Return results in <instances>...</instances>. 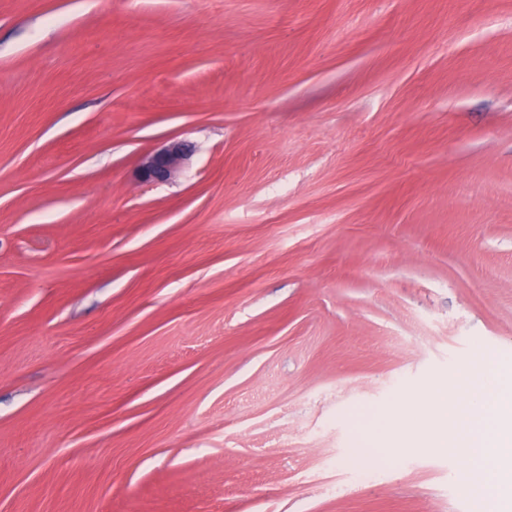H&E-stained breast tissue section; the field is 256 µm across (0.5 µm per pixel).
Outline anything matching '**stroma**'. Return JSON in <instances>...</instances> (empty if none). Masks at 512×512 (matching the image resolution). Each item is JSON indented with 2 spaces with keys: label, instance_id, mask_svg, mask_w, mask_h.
I'll use <instances>...</instances> for the list:
<instances>
[{
  "label": "stroma",
  "instance_id": "stroma-1",
  "mask_svg": "<svg viewBox=\"0 0 512 512\" xmlns=\"http://www.w3.org/2000/svg\"><path fill=\"white\" fill-rule=\"evenodd\" d=\"M486 357L512 0H0V512H469L408 403ZM191 152L185 141H174L155 153L147 155L140 165L144 183L168 181ZM373 420H377L380 427V433L376 437H370L366 432H356L353 438V448L350 454L358 460L354 465L361 464L371 459L375 454L374 448H384L388 446V436L391 425L389 420L381 414H375Z\"/></svg>",
  "mask_w": 512,
  "mask_h": 512
}]
</instances>
